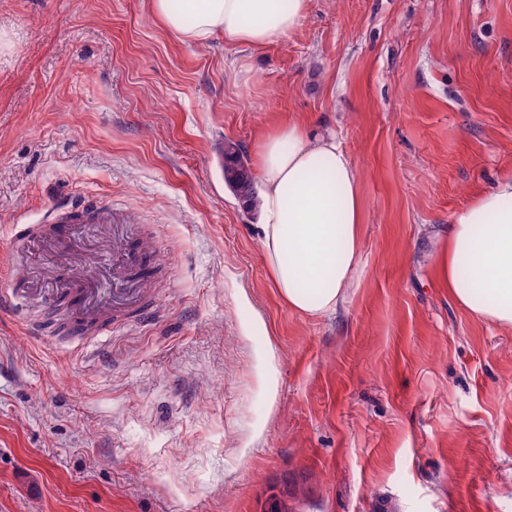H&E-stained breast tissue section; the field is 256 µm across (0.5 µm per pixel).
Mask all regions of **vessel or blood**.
<instances>
[{
  "label": "vessel or blood",
  "mask_w": 512,
  "mask_h": 512,
  "mask_svg": "<svg viewBox=\"0 0 512 512\" xmlns=\"http://www.w3.org/2000/svg\"><path fill=\"white\" fill-rule=\"evenodd\" d=\"M87 224L112 229V250L101 258L97 273L91 277L67 266L68 256ZM11 240L12 263L26 267L27 272L0 295V310L15 312L27 309L30 303H40L46 314L29 324L28 330L34 335L78 338L92 329L105 336L130 315L143 319L153 309L158 243L137 233L122 213L90 201L62 200L47 208L41 223L14 225ZM46 258L58 265L49 286L41 282L34 268Z\"/></svg>",
  "instance_id": "vessel-or-blood-1"
}]
</instances>
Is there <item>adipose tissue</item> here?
Segmentation results:
<instances>
[{"label": "adipose tissue", "instance_id": "obj_1", "mask_svg": "<svg viewBox=\"0 0 512 512\" xmlns=\"http://www.w3.org/2000/svg\"><path fill=\"white\" fill-rule=\"evenodd\" d=\"M310 0H150L179 40L228 46L279 43L305 21ZM258 235L275 288L288 306L317 317L344 306L363 248L359 171L335 135L312 136L292 120L264 131L254 150ZM438 276L477 320L512 328V176L453 214Z\"/></svg>", "mask_w": 512, "mask_h": 512}]
</instances>
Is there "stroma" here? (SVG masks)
Here are the masks:
<instances>
[{
    "mask_svg": "<svg viewBox=\"0 0 512 512\" xmlns=\"http://www.w3.org/2000/svg\"><path fill=\"white\" fill-rule=\"evenodd\" d=\"M288 119L361 177L358 283L324 317L224 182L225 143ZM502 175L512 0H312L259 50L181 42L149 0H0V257L74 197L150 227L165 272L103 360L0 312V512H512V328L437 277Z\"/></svg>",
    "mask_w": 512,
    "mask_h": 512,
    "instance_id": "1",
    "label": "stroma"
}]
</instances>
